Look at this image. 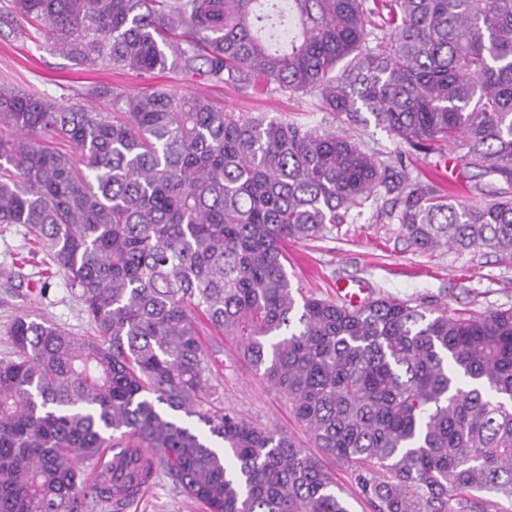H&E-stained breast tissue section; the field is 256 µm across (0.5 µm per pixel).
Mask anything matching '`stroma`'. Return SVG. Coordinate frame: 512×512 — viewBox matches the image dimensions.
<instances>
[{
    "label": "stroma",
    "mask_w": 512,
    "mask_h": 512,
    "mask_svg": "<svg viewBox=\"0 0 512 512\" xmlns=\"http://www.w3.org/2000/svg\"><path fill=\"white\" fill-rule=\"evenodd\" d=\"M68 103L92 86L134 89L171 88L199 91L224 107L265 114L309 128H332V118L317 106L315 94L243 92L215 86L203 76L181 69L137 76L86 66L74 67L67 56L16 37L0 27V81ZM356 136L384 160L403 162L408 174L430 181L439 190L454 189L469 198L479 183L477 169L464 167L456 154L439 155L411 150L375 125L357 126ZM288 274L293 287L306 295L335 298L336 291L367 284L370 297L388 296L447 312L480 314L512 308V259L486 249L419 251L410 246L396 222L365 210L356 220L337 225L331 234L288 245ZM22 313L44 317L77 336L92 335L84 306L65 284V278L40 250L34 236L20 224H0V359L12 352L10 328ZM198 327L208 366L225 408L272 429L293 434L307 452L314 442L296 422L288 400L252 371L231 340L218 336L206 321ZM336 479L350 512H373L356 483L358 462L321 458ZM126 512H205L157 468L144 498L130 502Z\"/></svg>",
    "instance_id": "1"
}]
</instances>
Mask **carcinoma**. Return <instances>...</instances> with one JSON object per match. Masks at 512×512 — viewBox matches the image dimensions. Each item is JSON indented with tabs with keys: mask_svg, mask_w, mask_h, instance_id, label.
<instances>
[{
	"mask_svg": "<svg viewBox=\"0 0 512 512\" xmlns=\"http://www.w3.org/2000/svg\"><path fill=\"white\" fill-rule=\"evenodd\" d=\"M376 8L10 0L0 13L77 65L159 74L172 56L216 85L314 92L343 127L162 88L93 87L65 106L0 85V224L38 238L96 332L13 320V356L0 360V512L132 499L154 474L138 448L207 512H349L292 435L221 406L198 315L288 399L317 447L363 465L374 512H481L474 492L512 499V308L454 317L385 297L349 308L297 294L288 276L289 242L381 198L418 250L512 258V0H390L381 18ZM370 117L413 150L460 154L490 199L460 202L367 151L347 128ZM101 448L126 449L123 486L84 484L80 464Z\"/></svg>",
	"mask_w": 512,
	"mask_h": 512,
	"instance_id": "cac0c4a2",
	"label": "carcinoma"
}]
</instances>
